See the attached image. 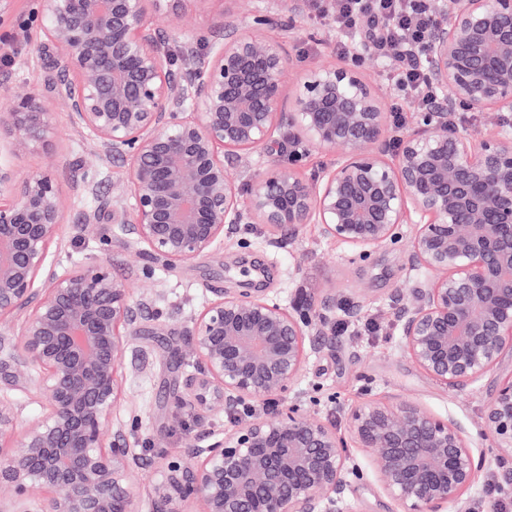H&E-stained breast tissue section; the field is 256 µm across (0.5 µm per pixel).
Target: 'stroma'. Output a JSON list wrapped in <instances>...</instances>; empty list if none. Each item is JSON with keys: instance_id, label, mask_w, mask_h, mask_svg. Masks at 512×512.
<instances>
[{"instance_id": "1", "label": "stroma", "mask_w": 512, "mask_h": 512, "mask_svg": "<svg viewBox=\"0 0 512 512\" xmlns=\"http://www.w3.org/2000/svg\"><path fill=\"white\" fill-rule=\"evenodd\" d=\"M294 6L299 17L282 33L292 54L285 74L289 100L309 66L338 62L331 21L309 14L304 0H295ZM282 8V0H184L175 9L164 0L160 10L150 12L149 25L157 33L197 43L209 38L217 22H234L247 11ZM40 10V0H0V113L13 106L16 92L31 91L49 99L53 133L45 146L20 156L7 149L9 133H0V167L13 172L18 187L38 173L51 177L64 216L61 237L48 257L57 272L101 259L128 283L134 298L156 299L130 338L124 363L126 401L117 413L118 420L130 425L128 438L136 455L132 484L144 512L152 510V488L160 477L155 465L158 454L187 456L193 445L230 424L224 393L197 367L189 333L190 315L220 290L259 293L287 305L335 295L334 333L311 353L301 383L308 410L332 422L342 436L344 407L364 400L411 402L434 416L456 421L483 455L486 469L498 471L494 442L481 435L480 428L490 394L512 377V354L504 355L474 388L457 394L398 350L388 303L414 276L408 240L379 248L364 260L325 237L316 224L304 225L296 238L279 246L270 243L261 225L244 224L239 232L244 246L221 244L193 263L175 268L150 257L145 249L129 247L117 230L122 213L112 208L113 197L126 188V166L106 156L89 132L73 122L66 103L52 95L49 82L55 67L53 58L44 55ZM336 157L331 150L286 144L263 156L249 155L230 174L243 182L276 162L310 176L334 164ZM88 215L95 219L92 235L83 230ZM353 301L365 305L356 322L346 314ZM348 453L362 469L347 491L354 512H395L369 457L353 447Z\"/></svg>"}]
</instances>
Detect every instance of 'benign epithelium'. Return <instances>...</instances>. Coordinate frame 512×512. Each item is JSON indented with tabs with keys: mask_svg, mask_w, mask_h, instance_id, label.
Segmentation results:
<instances>
[{
	"mask_svg": "<svg viewBox=\"0 0 512 512\" xmlns=\"http://www.w3.org/2000/svg\"><path fill=\"white\" fill-rule=\"evenodd\" d=\"M161 0H41L48 44L63 61L54 91L127 164L120 230L169 263H186L240 225L324 236L369 258L408 236L422 272L392 300L398 350L446 389L464 392L512 353V123L478 138L455 109L512 116V0H436L423 50L442 96L392 130L384 96L351 64L308 68L288 113L294 139L341 149L310 177L293 167L228 175L243 153L280 142L289 54L274 32L293 13L254 11L212 32L205 52L145 24ZM0 114L15 155L52 134L29 92ZM0 377L27 385L42 414L16 429L0 400V512H142L125 425L127 336L147 302L105 263L60 275L47 263L62 212L51 180L13 193L0 169ZM332 296L300 305L220 292L191 318L192 355L224 391L233 424L190 459L160 457L155 512H354L346 477L361 468L331 423L305 408L299 382L316 341L332 334ZM398 512H468L483 459L451 419L420 406L364 401L347 411ZM483 428L512 461V378L490 394ZM201 510H195V506Z\"/></svg>",
	"mask_w": 512,
	"mask_h": 512,
	"instance_id": "7a95c632",
	"label": "benign epithelium"
}]
</instances>
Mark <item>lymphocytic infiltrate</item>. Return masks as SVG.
Segmentation results:
<instances>
[{"label": "lymphocytic infiltrate", "mask_w": 512, "mask_h": 512, "mask_svg": "<svg viewBox=\"0 0 512 512\" xmlns=\"http://www.w3.org/2000/svg\"><path fill=\"white\" fill-rule=\"evenodd\" d=\"M434 0H336L332 21L340 33L338 56L352 55L360 34H367L378 56H393L397 69L389 81L396 92L393 107L396 124L409 112L433 105L438 91L426 67L410 56L420 48L433 20Z\"/></svg>", "instance_id": "lymphocytic-infiltrate-1"}]
</instances>
